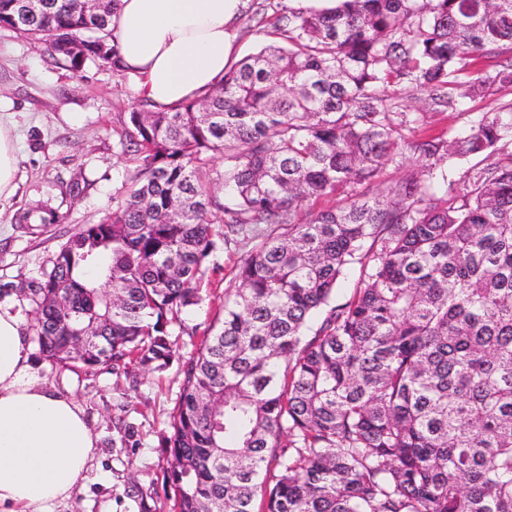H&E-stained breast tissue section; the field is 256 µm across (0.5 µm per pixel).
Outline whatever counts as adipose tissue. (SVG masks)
<instances>
[{"mask_svg": "<svg viewBox=\"0 0 512 512\" xmlns=\"http://www.w3.org/2000/svg\"><path fill=\"white\" fill-rule=\"evenodd\" d=\"M250 0H119L116 70L157 111L215 86L234 59ZM97 448L77 402L41 381L20 318L0 306V512H53Z\"/></svg>", "mask_w": 512, "mask_h": 512, "instance_id": "obj_1", "label": "adipose tissue"}]
</instances>
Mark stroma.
<instances>
[{
	"label": "stroma",
	"mask_w": 512,
	"mask_h": 512,
	"mask_svg": "<svg viewBox=\"0 0 512 512\" xmlns=\"http://www.w3.org/2000/svg\"><path fill=\"white\" fill-rule=\"evenodd\" d=\"M270 0H252L245 14L240 55L257 52L274 15ZM409 118L401 133L412 140L469 131L483 112L512 104V87L472 101L467 112H435L415 90L401 93ZM137 107L127 80L104 63L74 72L57 64L42 40L0 28V114L17 138L15 193L0 203V295L10 298L23 324L33 307L16 290L39 276L50 258L84 225L101 223L131 184L135 167L120 141ZM215 314L210 303L172 324L176 356L162 371L137 370L135 378L104 369L91 374L55 368L35 358L45 385L74 398L83 409L98 450L70 501L54 512H138L125 491L130 475L152 493L157 512H171L164 439L182 389L181 365L198 347ZM134 428L133 445L116 448L115 417Z\"/></svg>",
	"instance_id": "stroma-1"
}]
</instances>
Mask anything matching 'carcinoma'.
<instances>
[{"mask_svg": "<svg viewBox=\"0 0 512 512\" xmlns=\"http://www.w3.org/2000/svg\"><path fill=\"white\" fill-rule=\"evenodd\" d=\"M24 2L0 0L1 28L75 72L115 63L117 0ZM274 35L175 111L129 113L134 187L20 286L32 341L54 367L163 370L207 264L245 247L182 366L173 512H512V105L463 137L398 131L401 91L445 112L512 86V0L282 5ZM406 150L427 177L373 193ZM451 157L476 162L434 174ZM127 495L151 512L139 482Z\"/></svg>", "mask_w": 512, "mask_h": 512, "instance_id": "cac0c4a2", "label": "carcinoma"}]
</instances>
